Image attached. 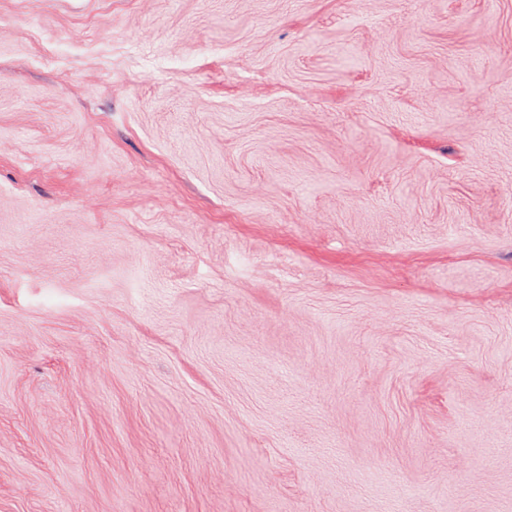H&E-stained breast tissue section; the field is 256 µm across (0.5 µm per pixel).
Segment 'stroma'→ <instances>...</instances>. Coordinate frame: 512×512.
Here are the masks:
<instances>
[{"label":"stroma","mask_w":512,"mask_h":512,"mask_svg":"<svg viewBox=\"0 0 512 512\" xmlns=\"http://www.w3.org/2000/svg\"><path fill=\"white\" fill-rule=\"evenodd\" d=\"M0 512H512V0H0Z\"/></svg>","instance_id":"obj_1"}]
</instances>
